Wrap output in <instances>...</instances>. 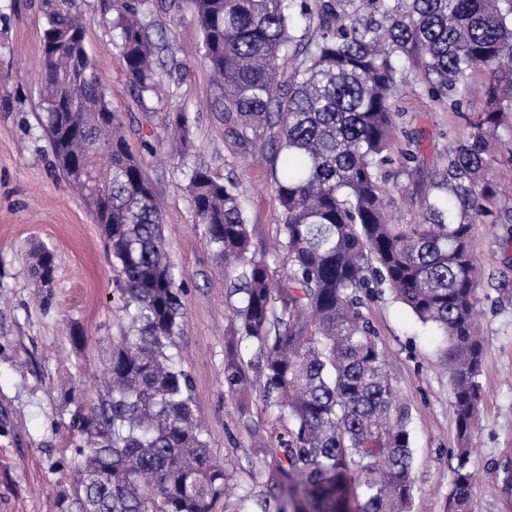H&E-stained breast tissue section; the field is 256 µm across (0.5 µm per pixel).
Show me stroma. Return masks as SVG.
<instances>
[{"instance_id": "obj_1", "label": "stroma", "mask_w": 512, "mask_h": 512, "mask_svg": "<svg viewBox=\"0 0 512 512\" xmlns=\"http://www.w3.org/2000/svg\"><path fill=\"white\" fill-rule=\"evenodd\" d=\"M118 0H82L86 46L112 109L122 118L130 148L151 140L146 169L167 227L171 259L184 281L186 316L173 349L184 357L211 453L233 483L254 490L258 480L247 457L249 426L264 427L274 414L261 389L248 407L224 386L225 328L239 298L203 241L181 172L190 159L170 155V113L191 121L197 153L213 174L240 182L256 252L279 237L280 208L272 170L277 161L264 139L242 149L224 120L221 82L200 62L201 32L190 13L157 8L153 19L169 40L161 58L171 72L169 94L139 105L115 46L112 19ZM40 0H0V512H60L72 493L64 464L81 444L72 426L79 407L97 403L106 388L100 368L124 324L118 286L97 224L78 193L55 168L38 121L42 67ZM473 94L461 112L432 100L419 85L406 88L394 151L416 150L419 161L395 173L390 211L397 223L417 219L424 172L442 164L451 142L466 136L464 113L481 111ZM507 224H479L473 249L483 280L478 288V329L483 339L479 377L483 398L470 461L474 512H512V251L502 240ZM46 246L56 258L51 289L38 286L29 254ZM402 401L410 410L416 486L412 512H445L456 464L453 394L437 364L436 338L381 285L363 299ZM86 336L74 345L71 333Z\"/></svg>"}]
</instances>
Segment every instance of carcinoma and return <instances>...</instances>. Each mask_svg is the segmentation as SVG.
I'll use <instances>...</instances> for the list:
<instances>
[{"label": "carcinoma", "mask_w": 512, "mask_h": 512, "mask_svg": "<svg viewBox=\"0 0 512 512\" xmlns=\"http://www.w3.org/2000/svg\"><path fill=\"white\" fill-rule=\"evenodd\" d=\"M153 0H123L112 20L137 101L159 95ZM202 35V60L224 85V114L243 147L263 135L281 207L278 271L251 250L240 184L208 166L183 171L197 226L224 272L240 280L227 331L224 386L259 384L271 426L251 432L262 490L231 512H410L415 482L409 408L361 311L370 283L386 284L440 336L453 393L456 466L448 512H473L469 470L478 425L483 345L476 330L481 270L475 225L498 191L490 151L512 112V0H168ZM40 123L55 165L101 228L126 322L112 343L105 393L80 417L83 444L67 512H216L233 490L212 457L193 384L170 354L185 315L183 281L165 224L85 46L80 0H41ZM485 77V105L428 176L421 215L388 212L395 102L412 82L459 111ZM181 157L193 148L189 113L170 115ZM33 274L55 278L54 253L35 248ZM255 347L242 357L239 343Z\"/></svg>", "instance_id": "cac0c4a2"}]
</instances>
